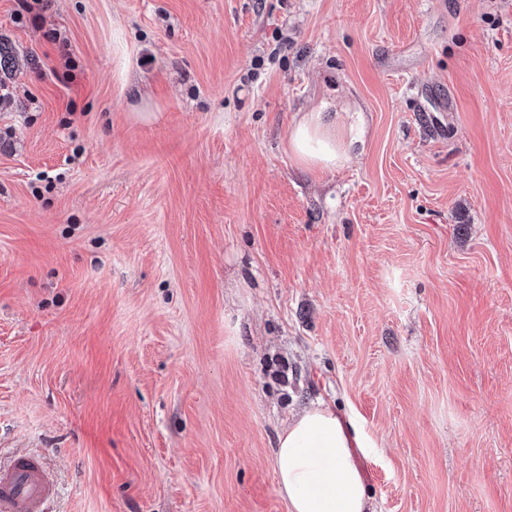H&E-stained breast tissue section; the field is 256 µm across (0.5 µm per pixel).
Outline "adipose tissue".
Returning a JSON list of instances; mask_svg holds the SVG:
<instances>
[{
  "label": "adipose tissue",
  "instance_id": "1",
  "mask_svg": "<svg viewBox=\"0 0 512 512\" xmlns=\"http://www.w3.org/2000/svg\"><path fill=\"white\" fill-rule=\"evenodd\" d=\"M362 133L359 111L324 102L294 119L287 152L296 165L326 176L348 162ZM365 445L351 416L322 402L284 426L275 464L289 512H374L354 456Z\"/></svg>",
  "mask_w": 512,
  "mask_h": 512
}]
</instances>
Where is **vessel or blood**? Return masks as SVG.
I'll use <instances>...</instances> for the list:
<instances>
[{
    "label": "vessel or blood",
    "mask_w": 512,
    "mask_h": 512,
    "mask_svg": "<svg viewBox=\"0 0 512 512\" xmlns=\"http://www.w3.org/2000/svg\"><path fill=\"white\" fill-rule=\"evenodd\" d=\"M57 495V483L42 458L16 451L0 464V512H46Z\"/></svg>",
    "instance_id": "vessel-or-blood-1"
}]
</instances>
